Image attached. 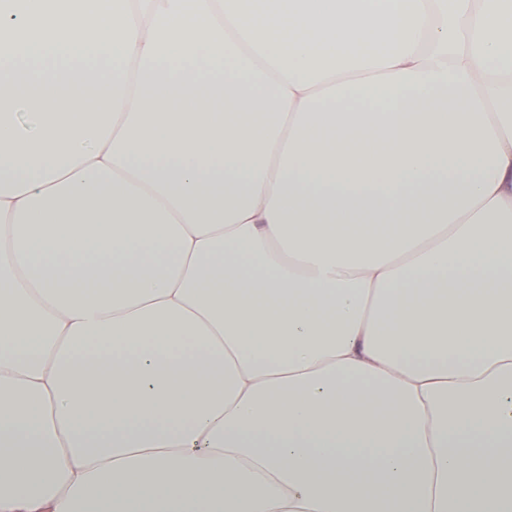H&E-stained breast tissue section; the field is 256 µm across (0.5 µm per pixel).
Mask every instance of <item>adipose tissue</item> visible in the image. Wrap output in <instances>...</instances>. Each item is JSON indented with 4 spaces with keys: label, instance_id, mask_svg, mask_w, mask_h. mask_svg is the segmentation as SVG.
Instances as JSON below:
<instances>
[{
    "label": "adipose tissue",
    "instance_id": "ef3b65f1",
    "mask_svg": "<svg viewBox=\"0 0 512 512\" xmlns=\"http://www.w3.org/2000/svg\"><path fill=\"white\" fill-rule=\"evenodd\" d=\"M0 512H512V0H0Z\"/></svg>",
    "mask_w": 512,
    "mask_h": 512
}]
</instances>
